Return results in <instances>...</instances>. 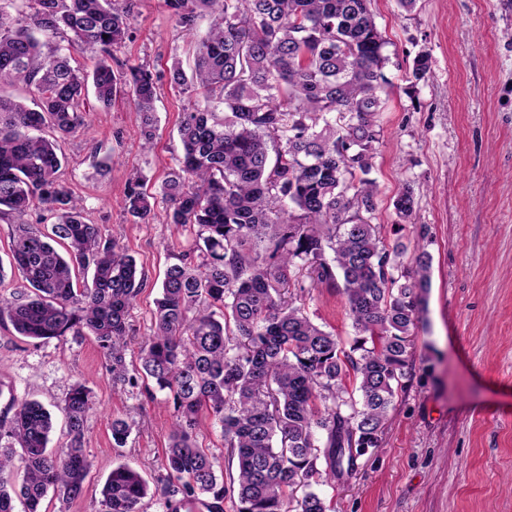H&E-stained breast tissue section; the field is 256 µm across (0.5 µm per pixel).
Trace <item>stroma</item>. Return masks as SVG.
I'll use <instances>...</instances> for the list:
<instances>
[{
    "label": "stroma",
    "instance_id": "1",
    "mask_svg": "<svg viewBox=\"0 0 512 512\" xmlns=\"http://www.w3.org/2000/svg\"><path fill=\"white\" fill-rule=\"evenodd\" d=\"M131 36L114 49L113 68L146 63L160 74L154 146L141 147L131 95L111 106L88 96L92 135L62 138L63 177L90 222L132 254L147 277L130 317L127 363L153 329L154 302L168 265L166 247L188 246L189 231L168 224L164 205L136 224L121 201L140 171L157 192L181 151L180 112L199 99L168 79L173 62L193 64L186 36L164 0H127ZM388 44L389 97L371 176L379 188L375 221L386 243L416 245V225L429 229L431 288L417 329L411 370L389 412L379 448L356 470L320 485L331 512H512V0H371ZM430 56L425 78L414 58ZM412 189L414 213L401 222L397 194ZM309 318L350 346L355 330L344 296L315 288L304 296ZM96 403L86 421L91 462L82 498L48 512H102L101 489L113 465L137 468L149 484L166 475L165 450L174 420L164 393L113 383L90 336L31 340L0 323V415L13 400L35 399L51 412L48 447L68 441L62 400L75 381ZM131 433L112 444L113 419Z\"/></svg>",
    "mask_w": 512,
    "mask_h": 512
}]
</instances>
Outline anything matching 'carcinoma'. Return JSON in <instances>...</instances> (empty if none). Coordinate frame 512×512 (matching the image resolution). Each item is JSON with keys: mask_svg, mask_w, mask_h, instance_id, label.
I'll use <instances>...</instances> for the list:
<instances>
[{"mask_svg": "<svg viewBox=\"0 0 512 512\" xmlns=\"http://www.w3.org/2000/svg\"><path fill=\"white\" fill-rule=\"evenodd\" d=\"M0 5V219L15 222L10 265L23 285L0 295V320L28 339L94 337L115 383H145L172 399L175 420L167 475L149 486L118 464L101 490L104 512H142L147 496L190 501L237 496L236 512H328L317 486L355 469L379 445L412 362L427 302L432 255L384 242L376 181L369 178L382 137L378 116L388 81V41L368 0H165L193 34L191 76L178 65L172 86L194 84L203 105L181 113L182 154L161 184L167 223L191 230L188 248L167 246L153 334L128 368L129 316L146 287L136 259L99 225L84 220L60 179L64 155L42 136L89 132L81 105L88 89L107 106L127 88L143 148L156 131L160 76L147 64L112 68V50L130 37L116 0H7ZM69 33L93 53L90 72L71 64L50 38ZM20 84L32 105L6 96ZM156 197L136 175L123 209L135 224L154 217ZM402 219L414 209L401 193ZM48 211L57 222L26 217ZM92 273L78 285V274ZM346 298L356 337L345 348L295 305L300 276ZM0 418V512H45L52 493L81 498L90 461L85 423L93 400L82 383L64 398L68 444L48 451L53 420L37 401L14 400ZM207 408L224 437L236 476L225 485L199 444ZM130 426L112 421L121 447ZM22 448V482L10 449Z\"/></svg>", "mask_w": 512, "mask_h": 512, "instance_id": "obj_1", "label": "carcinoma"}]
</instances>
